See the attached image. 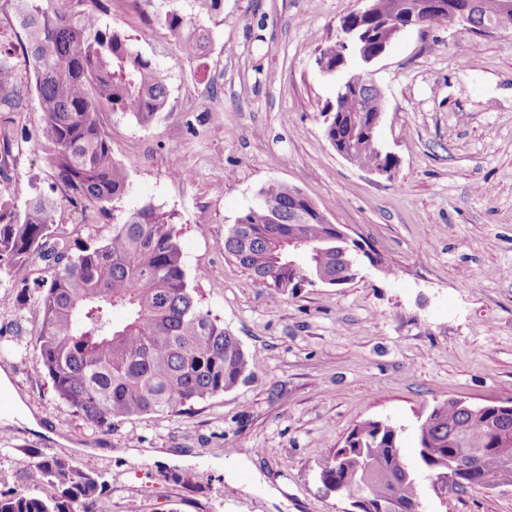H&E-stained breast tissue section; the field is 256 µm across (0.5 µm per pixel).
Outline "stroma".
I'll use <instances>...</instances> for the list:
<instances>
[{
    "label": "stroma",
    "instance_id": "1",
    "mask_svg": "<svg viewBox=\"0 0 512 512\" xmlns=\"http://www.w3.org/2000/svg\"><path fill=\"white\" fill-rule=\"evenodd\" d=\"M356 6L223 0L210 15L197 0H112L102 24L170 76L168 107L150 124L99 114L129 170L123 206L175 212L189 283L238 338L250 375L188 412L93 430L30 358L1 356L20 404L0 426V492L34 490L32 463L62 457L105 482L94 512H348L320 472L356 425L401 426L413 462L416 425L434 405L512 402V28L416 26L373 63L386 106L379 138L397 157L379 177L326 140L336 80L314 64ZM171 10L210 29L205 57L179 53L163 24ZM35 107L30 96L11 115L0 192L26 200L33 178L59 200ZM271 181L311 193L374 261L349 283L272 298L223 248ZM56 222L74 247L112 232L111 214L67 203ZM41 295L0 273V341L37 336ZM424 512H512V485L429 494Z\"/></svg>",
    "mask_w": 512,
    "mask_h": 512
}]
</instances>
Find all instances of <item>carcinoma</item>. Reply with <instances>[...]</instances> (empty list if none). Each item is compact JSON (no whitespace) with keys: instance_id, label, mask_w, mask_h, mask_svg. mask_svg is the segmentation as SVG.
Returning a JSON list of instances; mask_svg holds the SVG:
<instances>
[{"instance_id":"1","label":"carcinoma","mask_w":512,"mask_h":512,"mask_svg":"<svg viewBox=\"0 0 512 512\" xmlns=\"http://www.w3.org/2000/svg\"><path fill=\"white\" fill-rule=\"evenodd\" d=\"M17 29L0 30V112H12L35 93L41 123L38 148L55 172L62 200L73 206L112 212V234L82 244L72 253L51 246L60 201L38 192L23 207L15 196L0 194V270L28 286L33 260L54 262L42 280L39 334L25 346L0 347L3 355L31 356L36 370L47 375L57 396L94 428L112 426L156 412L180 413L184 407L235 388L249 367L248 356L216 316L199 306L188 284L183 252L167 213L153 204L125 210L129 172L112 157L98 121L110 109L149 124L165 110L169 77L145 57L132 38L100 23L99 13L112 0H91L93 8L78 12L49 10L42 0H14ZM479 16L470 31L495 18L501 0H480ZM165 25L180 52L204 57L209 31L176 11ZM22 52L34 84L23 81L14 57ZM349 114L378 111V93L368 89L347 99ZM14 133L0 125V177L6 175ZM361 162L369 166L391 161L377 136L358 141ZM293 188L269 182L257 193L259 208L239 216L224 233V251L253 280L278 295L295 292L313 281L336 284V225L323 214L297 223L303 202ZM116 310L124 313L113 321ZM512 441V416L486 413L473 417L454 399L435 406L419 421L417 448L435 454L421 469L405 458L402 428L367 420L347 436L338 453L339 469H326L323 481L340 495L389 496L398 504L421 505L420 470L442 469L456 448H499ZM30 477L38 491L0 495V512H88L103 494L105 482L65 458L33 462ZM512 485V466L478 474Z\"/></svg>"}]
</instances>
